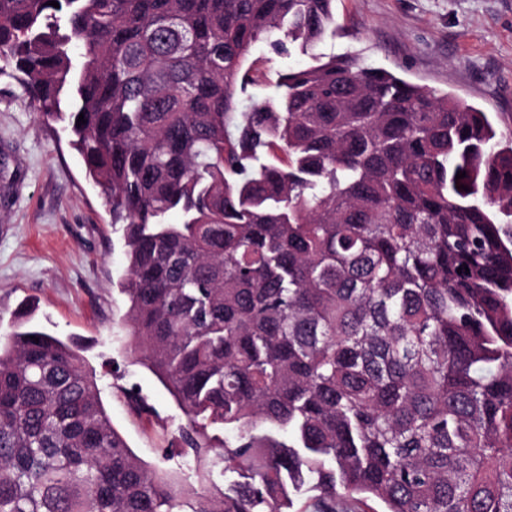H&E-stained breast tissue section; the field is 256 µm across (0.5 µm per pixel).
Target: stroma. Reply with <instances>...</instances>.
<instances>
[{
    "label": "stroma",
    "instance_id": "1",
    "mask_svg": "<svg viewBox=\"0 0 512 512\" xmlns=\"http://www.w3.org/2000/svg\"><path fill=\"white\" fill-rule=\"evenodd\" d=\"M336 21L320 52L359 55L512 128V0H336ZM251 60L270 75L249 89L257 102L274 96L273 75L307 62L263 44ZM111 221L65 122L44 121L19 99L16 81L0 75V329L31 300L33 324L88 339L85 357L114 428L151 469L208 493L193 455L180 452L184 419L173 398L133 351L118 288L124 242ZM131 392L148 411L133 410Z\"/></svg>",
    "mask_w": 512,
    "mask_h": 512
}]
</instances>
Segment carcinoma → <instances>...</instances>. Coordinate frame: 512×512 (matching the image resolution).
<instances>
[{
    "label": "carcinoma",
    "mask_w": 512,
    "mask_h": 512,
    "mask_svg": "<svg viewBox=\"0 0 512 512\" xmlns=\"http://www.w3.org/2000/svg\"><path fill=\"white\" fill-rule=\"evenodd\" d=\"M56 2L0 0V59L42 117L69 95L125 325L212 491L150 469L83 347L24 319L0 334V512H512V132L318 52L335 0ZM259 43L311 63L247 105Z\"/></svg>",
    "instance_id": "1"
}]
</instances>
